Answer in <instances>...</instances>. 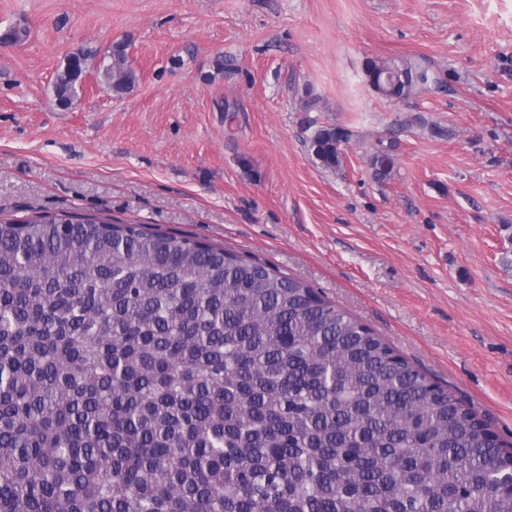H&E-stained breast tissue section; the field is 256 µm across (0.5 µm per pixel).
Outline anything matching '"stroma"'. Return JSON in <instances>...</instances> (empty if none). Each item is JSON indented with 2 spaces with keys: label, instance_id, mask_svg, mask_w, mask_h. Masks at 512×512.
I'll return each mask as SVG.
<instances>
[{
  "label": "stroma",
  "instance_id": "obj_1",
  "mask_svg": "<svg viewBox=\"0 0 512 512\" xmlns=\"http://www.w3.org/2000/svg\"><path fill=\"white\" fill-rule=\"evenodd\" d=\"M118 42L134 89L115 96L92 66L57 106L67 60ZM369 58L444 87L390 103ZM312 122L351 131L342 170L309 152ZM381 136L397 155L382 183ZM36 211L303 280L512 442V0H0V214ZM370 169L377 181H386L396 166L395 144L391 138L379 137L370 153Z\"/></svg>",
  "mask_w": 512,
  "mask_h": 512
}]
</instances>
